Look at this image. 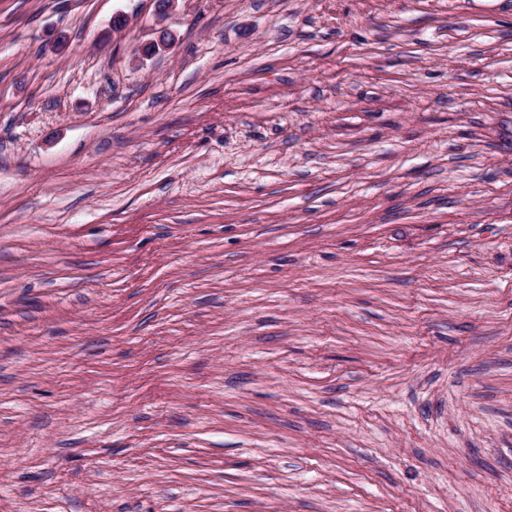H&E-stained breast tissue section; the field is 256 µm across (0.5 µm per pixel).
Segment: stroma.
<instances>
[{"label":"stroma","instance_id":"stroma-1","mask_svg":"<svg viewBox=\"0 0 512 512\" xmlns=\"http://www.w3.org/2000/svg\"><path fill=\"white\" fill-rule=\"evenodd\" d=\"M0 512H512V0H0Z\"/></svg>","mask_w":512,"mask_h":512}]
</instances>
